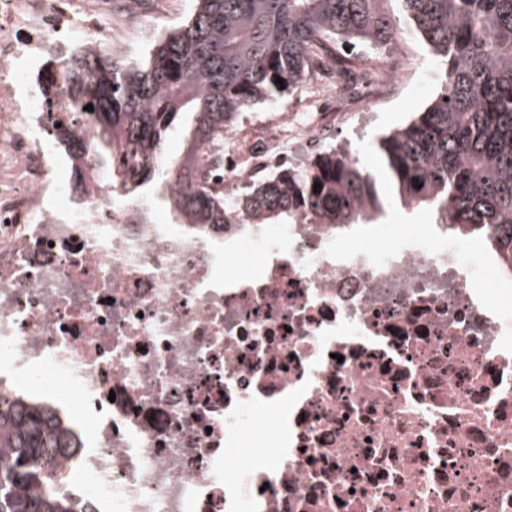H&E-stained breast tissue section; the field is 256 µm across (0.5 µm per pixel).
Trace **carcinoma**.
Segmentation results:
<instances>
[{"label":"carcinoma","mask_w":512,"mask_h":512,"mask_svg":"<svg viewBox=\"0 0 512 512\" xmlns=\"http://www.w3.org/2000/svg\"><path fill=\"white\" fill-rule=\"evenodd\" d=\"M196 3L143 58L92 50L66 64L73 117H89L90 151L112 187L158 184L179 224H334L341 232L377 221L376 181L343 146L227 199L198 179L209 164L201 145H224L225 129L293 89L315 62L353 64L336 45L381 50L409 35L436 57L442 79L428 106L381 139L395 202L430 211L457 236L495 228L487 242L512 269V0ZM183 115V154L166 160L165 140ZM77 445L48 402L0 397V512H75L70 493L52 491L60 479L44 451Z\"/></svg>","instance_id":"carcinoma-1"}]
</instances>
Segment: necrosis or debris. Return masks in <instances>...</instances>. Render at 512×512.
<instances>
[{"instance_id": "necrosis-or-debris-1", "label": "necrosis or debris", "mask_w": 512, "mask_h": 512, "mask_svg": "<svg viewBox=\"0 0 512 512\" xmlns=\"http://www.w3.org/2000/svg\"><path fill=\"white\" fill-rule=\"evenodd\" d=\"M161 0H0V395L93 419L52 455L95 512H512V271L430 224L381 251L332 224H186L55 137L64 66L128 53ZM423 79L400 44L316 78L356 123ZM279 114L199 177L233 197L333 137ZM251 247L253 274L225 271ZM273 452H265L267 441ZM256 447L249 457L245 445Z\"/></svg>"}]
</instances>
